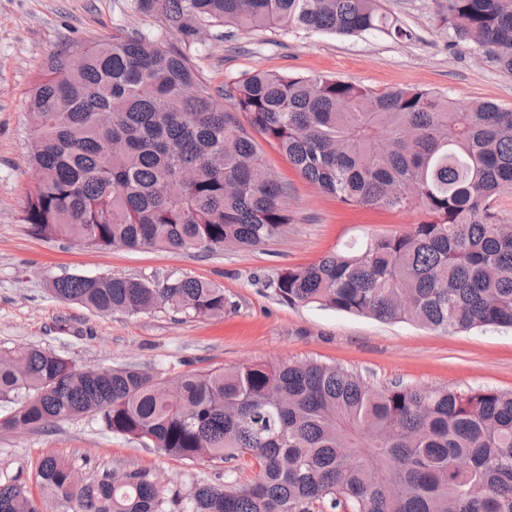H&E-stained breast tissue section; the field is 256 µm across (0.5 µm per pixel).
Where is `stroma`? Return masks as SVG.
Wrapping results in <instances>:
<instances>
[{"mask_svg": "<svg viewBox=\"0 0 512 512\" xmlns=\"http://www.w3.org/2000/svg\"><path fill=\"white\" fill-rule=\"evenodd\" d=\"M439 0H381L411 31L408 40L342 36L291 29L207 28L195 65L212 89L243 75L270 71L330 76L370 89H430L463 104L491 101L512 110V74L477 48L449 44ZM156 31L133 0H0V350L36 346L79 367L135 366L173 376L241 363L313 360L357 374L372 388L398 383L427 389L512 392V329L478 327L443 334L411 322L382 321L289 304L274 282L283 270L313 263L346 244L408 231L420 211L347 206L304 179L273 145L259 141L267 164L288 187L290 222L278 237L238 250L87 248L32 234L22 221L34 187L30 163L29 91L49 56L92 43L115 30ZM111 273L145 281L179 277L223 288L222 315L193 317L167 308L97 314L57 299L55 279ZM54 453L84 478L138 468L167 492L196 482L241 484L257 470L247 461L174 458L102 430L93 417L42 433L0 432V481L34 486L40 459Z\"/></svg>", "mask_w": 512, "mask_h": 512, "instance_id": "obj_1", "label": "stroma"}]
</instances>
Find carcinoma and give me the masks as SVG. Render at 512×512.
<instances>
[{
  "mask_svg": "<svg viewBox=\"0 0 512 512\" xmlns=\"http://www.w3.org/2000/svg\"><path fill=\"white\" fill-rule=\"evenodd\" d=\"M174 43L134 30L51 56L29 98L41 181L22 220L46 238L107 247L249 248L289 223L287 189L252 133L351 205L419 210L402 234L346 245L282 271L289 304L409 321L442 333L512 328V110L429 89H369L326 76L254 72L216 96L194 52L203 28L411 39L379 0H135ZM445 36L512 74V0H440ZM229 106H224V101ZM246 118L243 126L238 115ZM101 314L169 307L224 314V289L110 274L53 282ZM0 429L38 432L93 416L184 460L249 459L243 486L195 483L168 496L128 469L85 480L47 454L38 494L0 482V512H512V393L399 384L374 390L313 361L242 363L163 378L133 366L76 367L36 347L0 352Z\"/></svg>",
  "mask_w": 512,
  "mask_h": 512,
  "instance_id": "carcinoma-1",
  "label": "carcinoma"
}]
</instances>
